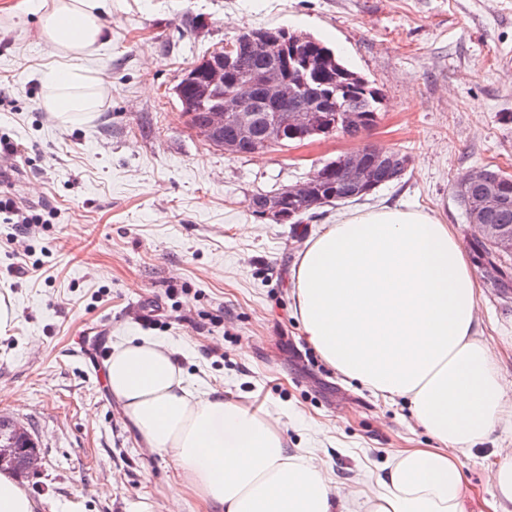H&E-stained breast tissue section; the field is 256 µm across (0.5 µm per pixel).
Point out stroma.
Wrapping results in <instances>:
<instances>
[{
	"instance_id": "1",
	"label": "stroma",
	"mask_w": 512,
	"mask_h": 512,
	"mask_svg": "<svg viewBox=\"0 0 512 512\" xmlns=\"http://www.w3.org/2000/svg\"><path fill=\"white\" fill-rule=\"evenodd\" d=\"M20 0H0V134L21 147L0 184L22 209L45 207L26 232L0 223V293L17 318L0 332V417L38 439L43 469L23 476L40 512H127L176 480L148 454L112 398L105 366L78 337L116 344L154 336L200 388L280 415L289 447L315 436L326 466L351 482L401 448L429 447L404 402L345 382L304 336L293 275L305 242L347 212L316 209L278 224L248 207L357 148L328 138L227 155L192 130L173 93L186 69L243 31L282 27L322 40L382 95L365 135L408 153L399 181L362 205L436 214L462 242L473 230L454 188L479 167L512 174V0H112L108 41L87 61L110 85L85 124L62 125L40 104L53 49ZM253 226L241 235L242 222ZM33 271L12 272L15 252ZM479 278L477 314L497 368L512 381V291ZM512 429L461 456L477 507L495 498L487 468Z\"/></svg>"
}]
</instances>
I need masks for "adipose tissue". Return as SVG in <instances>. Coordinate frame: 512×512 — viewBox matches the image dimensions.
I'll return each mask as SVG.
<instances>
[{
	"label": "adipose tissue",
	"mask_w": 512,
	"mask_h": 512,
	"mask_svg": "<svg viewBox=\"0 0 512 512\" xmlns=\"http://www.w3.org/2000/svg\"><path fill=\"white\" fill-rule=\"evenodd\" d=\"M60 59L46 69L45 111L93 120L109 81L85 63L106 41L112 0H24ZM294 312L309 343L346 382L403 400L433 445L362 467L356 494L313 449H289L279 418L187 380L153 336L115 345L105 363L113 398L141 448L171 460L185 495L212 512H467L460 456L506 420V384L479 331L477 279L457 234L431 212L357 210L308 239L298 258Z\"/></svg>",
	"instance_id": "ef3b65f1"
}]
</instances>
